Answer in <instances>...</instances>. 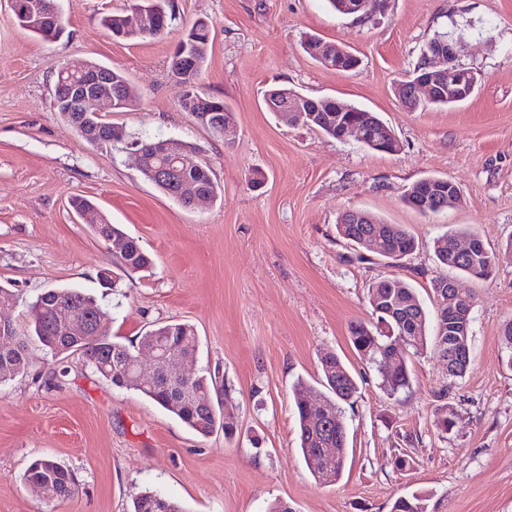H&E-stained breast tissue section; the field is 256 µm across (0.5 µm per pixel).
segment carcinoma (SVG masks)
<instances>
[{
	"label": "carcinoma",
	"mask_w": 512,
	"mask_h": 512,
	"mask_svg": "<svg viewBox=\"0 0 512 512\" xmlns=\"http://www.w3.org/2000/svg\"><path fill=\"white\" fill-rule=\"evenodd\" d=\"M143 5L155 10L158 24L168 29L172 15L168 13L169 0H141ZM186 36L194 39L195 58L200 66L207 62L211 41V30L201 25L189 28ZM116 75L124 82L122 112L139 106L141 95L129 78ZM314 121L308 127L316 129L336 140L341 139L342 128L347 124H359L366 129L368 137L361 143L378 152L388 149L377 145L382 138L385 123L373 112L353 105L344 107L334 99L313 98ZM60 117L79 136L96 146H110L114 130L119 125L101 116L85 127L65 112ZM170 166L169 157L159 151L148 150L143 154L142 175L181 206L191 209L196 195H208L215 199L220 187L213 180L206 163L198 168L170 172L165 181L159 182L155 174ZM190 189H182L183 185ZM339 236L356 248V259L370 262L373 259L401 260L417 248V241L398 224H336ZM99 237H112L123 242L122 268L129 275L147 269L152 260L139 242L115 224L102 218L96 229ZM461 235L475 242L472 253L462 256L456 252L457 238ZM436 256L440 265L477 279H488L498 261V254L489 250L480 236L470 229H456L436 241ZM463 307L470 315L458 319L444 318L430 312L418 291L410 283L395 277L383 278L368 289L369 305H378L382 312L372 313L376 326L364 322L351 325L350 340L357 353L369 362L383 363L394 360L396 369L382 377L381 389L393 395L410 386V357L427 350L438 355L448 364V377L458 379L465 376L471 362V336H460V331H471L474 297L463 293ZM69 310L75 324L61 322L58 313ZM108 313L93 295L79 288H48L31 303L28 310V325L22 335L12 328L9 335H0V383L24 372L29 366L27 343L38 340L55 356L83 355L95 372L118 388L139 392L155 405L177 417L197 435L207 437L216 429L224 430V437H232L237 430L235 414L224 406V391L217 381L205 374L193 376L186 389H181L169 377L159 374L154 382L141 386L134 378V366L138 354L130 347L112 339L109 330H104L98 339L86 338L81 330L95 328ZM406 332L407 345L398 343L399 333ZM139 343L154 345L171 355L193 356L198 351V337L193 325L172 322L153 326L140 336ZM321 385L328 391L325 412L314 414L308 409L304 395L309 384L299 378L292 385V394L298 422L299 448L304 461L316 483L332 485L340 478L348 456V432L343 406H353L357 399L358 385L336 353L327 351L320 357ZM26 483L44 482L52 485L53 501L73 497L78 491L76 482L68 468L52 458L34 460L23 475ZM427 496L414 492L397 498L391 512H427ZM132 512H186L176 501L154 492H146L133 502Z\"/></svg>",
	"instance_id": "carcinoma-1"
}]
</instances>
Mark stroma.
<instances>
[{"instance_id":"obj_1","label":"stroma","mask_w":512,"mask_h":512,"mask_svg":"<svg viewBox=\"0 0 512 512\" xmlns=\"http://www.w3.org/2000/svg\"><path fill=\"white\" fill-rule=\"evenodd\" d=\"M129 4L59 0L66 31L45 41L0 0V286L12 293L0 319L24 329L38 294L77 287L105 304L110 334L128 346L150 325L189 323L199 350L188 369L218 373L238 432L199 437L78 354L53 378L56 359L30 343L28 369L0 385V512H131L147 490L188 512H267L278 499L295 512H390L415 491L427 494V512H512V352L501 337L512 319V256L486 280L452 275L475 300L464 377L449 379L436 355L415 356L410 387L390 396L349 340L351 324L371 320L368 288L380 277L409 280L432 301L441 273L434 243L446 231L472 226L494 250L512 239V0H386L365 19L327 0H171L164 35L112 39L100 19ZM199 19L213 25L201 89L234 114L221 135L180 110L181 88L168 75L176 43ZM456 30L457 60L479 76L474 94L404 109L398 85L435 33ZM307 35L345 45L359 66L323 67L302 50ZM79 60L126 73L141 104L112 113L113 122L136 137L193 145L221 188L215 202L183 208L141 175L126 145H90L60 118L56 73ZM273 85L377 113L399 151L283 124L263 106ZM429 176L456 182L462 206L440 216L407 206L405 190ZM74 195L138 240L151 268L127 277L111 245L71 211ZM347 209L403 225L417 250L358 262L336 233ZM103 269L116 288L102 285ZM329 350L359 393L345 410L344 472L321 486L297 448L290 388L304 378L323 400L319 358ZM447 415L454 426L444 432ZM401 451L410 470L393 466ZM44 456L72 471L74 498L49 504L24 482Z\"/></svg>"}]
</instances>
